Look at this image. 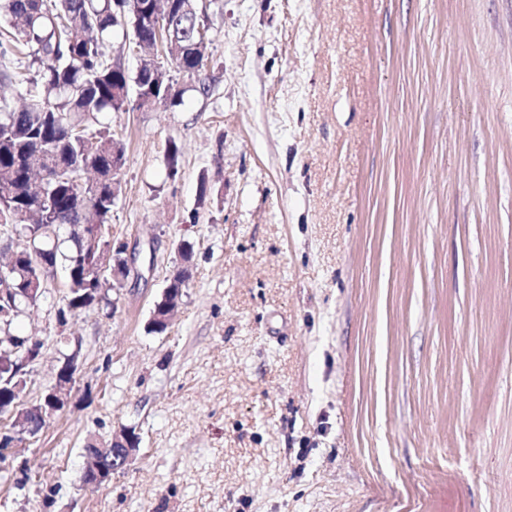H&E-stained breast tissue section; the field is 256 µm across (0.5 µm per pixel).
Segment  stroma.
<instances>
[{
  "label": "stroma",
  "mask_w": 512,
  "mask_h": 512,
  "mask_svg": "<svg viewBox=\"0 0 512 512\" xmlns=\"http://www.w3.org/2000/svg\"><path fill=\"white\" fill-rule=\"evenodd\" d=\"M202 8L176 101L98 116L126 149L115 308L60 320L57 266L8 328L41 344L22 406L68 346L81 367L0 512H512V0ZM123 428L133 461L83 485ZM183 262L184 263H182L180 266H178L173 271L171 276L168 278L169 283L163 291L162 298L159 302H157L155 304V309L160 307L165 312L164 315H158L155 311L152 313L150 322L156 329H159L162 327L160 322H162L166 326H169L172 316L177 308V303L180 302V295H181V293H183V290H182L183 284H181L180 281L182 279V275H183L184 267H185V261L183 260ZM175 286H179V288H177V289H179L178 290L179 294L177 295L175 300L169 301L171 296L174 294ZM148 328L152 332H163V331H158V330L152 328L150 325H148ZM86 448V455L90 464L86 466L81 479L84 485L97 486L105 484L112 478V474L123 469L135 456L139 443L136 435L129 429L112 434L109 443L104 446ZM112 447V469H108L106 461L102 464L101 454L106 453Z\"/></svg>",
  "instance_id": "obj_1"
}]
</instances>
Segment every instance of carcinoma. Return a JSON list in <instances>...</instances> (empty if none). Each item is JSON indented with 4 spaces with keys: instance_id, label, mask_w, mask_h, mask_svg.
<instances>
[{
    "instance_id": "1",
    "label": "carcinoma",
    "mask_w": 512,
    "mask_h": 512,
    "mask_svg": "<svg viewBox=\"0 0 512 512\" xmlns=\"http://www.w3.org/2000/svg\"><path fill=\"white\" fill-rule=\"evenodd\" d=\"M0 0V13L12 18L13 32L0 41V58L22 46L36 67L37 94L15 111L0 102V216L13 225L30 227L35 240H49V263L56 264L59 240L56 227H70L73 247L62 254L68 292L58 309L61 319L83 309L98 296L99 282L82 265L83 224H108L119 187L112 186V153L124 145L85 122L98 121L103 112L124 109L132 89L142 102L174 100L169 71L155 61L151 49L157 28L168 32V52L180 45L178 65L199 71L207 45L197 39L198 25H207L193 0ZM125 26L140 40L143 54L135 73L112 66L102 45ZM16 286H28L37 275L31 259L22 255ZM26 383L6 370L0 374V396L23 391Z\"/></svg>"
}]
</instances>
